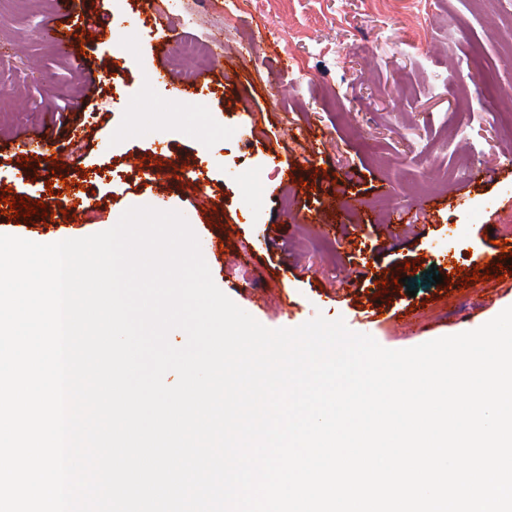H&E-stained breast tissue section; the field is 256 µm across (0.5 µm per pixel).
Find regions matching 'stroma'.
Wrapping results in <instances>:
<instances>
[{"label": "stroma", "mask_w": 512, "mask_h": 512, "mask_svg": "<svg viewBox=\"0 0 512 512\" xmlns=\"http://www.w3.org/2000/svg\"><path fill=\"white\" fill-rule=\"evenodd\" d=\"M277 4L262 15L249 0H152L147 11L142 0H84L85 17L108 15L132 51L114 53L107 38L64 58L41 29L78 35L82 24L57 0H0V188L50 202L52 172L23 153L39 135L69 157L61 175L72 204L94 203L58 231L42 215L0 214V234L47 244L108 230L132 207L177 211L217 287L262 325L340 318L394 350L425 338L390 334L366 312L411 308L445 337L512 306V289L488 309L463 284L490 229L512 234V138L492 110L512 107V0H423L420 30L375 0ZM488 9L502 18L491 33ZM424 37L433 57L422 54ZM162 39L214 44L200 99L174 95L181 74L157 53ZM269 43L275 53H262ZM471 43L479 62L464 58ZM160 69L172 73L166 82L154 79ZM450 80L469 86L464 102L448 97ZM199 172L206 182L196 192ZM340 191L360 200L341 217L331 205ZM288 214L297 223H283ZM221 236L229 250L248 247L252 261L212 251ZM387 268L409 284L379 285ZM269 282L286 287L291 314L254 303V287Z\"/></svg>", "instance_id": "1"}]
</instances>
